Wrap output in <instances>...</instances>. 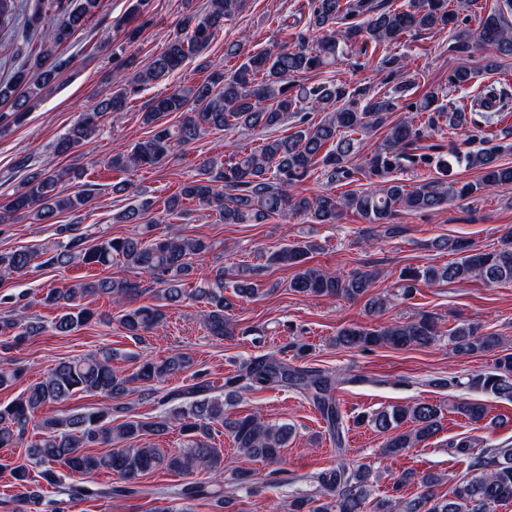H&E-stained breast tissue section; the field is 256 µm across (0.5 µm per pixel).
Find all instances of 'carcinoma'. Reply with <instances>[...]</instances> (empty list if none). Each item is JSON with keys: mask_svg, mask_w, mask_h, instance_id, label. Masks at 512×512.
Wrapping results in <instances>:
<instances>
[{"mask_svg": "<svg viewBox=\"0 0 512 512\" xmlns=\"http://www.w3.org/2000/svg\"><path fill=\"white\" fill-rule=\"evenodd\" d=\"M62 3L55 0V8L64 11L62 21L38 32L40 52L0 84V100L11 101L10 108L0 113L1 124L21 121L52 85L62 67L54 52L83 28L98 7V0H78L70 10L62 9ZM243 5L244 0H207L203 8L184 17L180 30L141 67L124 57V45L112 48L115 67L111 96L102 99L95 111L79 116L54 144L53 155L70 156L72 150L95 135L103 117L123 111L130 96L200 55ZM22 9L23 0H0V30L14 27ZM506 9L512 10V0H502L501 7L481 20L477 33L465 29L456 32L452 49L469 53L484 44L495 46L504 56L512 55V30L504 23ZM456 24L458 15L448 12V0H403L399 5L396 0H309L308 26L326 31L316 44H309L301 32L275 49L245 53L239 41L224 44V59L242 58L237 68H215L197 86L153 98L142 113V123L150 129V135L137 141L130 151L103 160V164L125 174L162 164L207 132L261 130L269 136L257 146L245 149L230 144L224 161L204 163L199 178L184 183L178 194L167 200L165 213H181L188 200L213 209L226 224H264L276 216L288 215L304 216L312 224H335L344 212L351 211L366 224L385 227L387 234L391 233L392 220L402 211L432 209L456 199L478 197L490 189L511 188L512 166L501 165L498 158L500 153L512 151V143L490 146L483 135L471 134L479 124L465 111L439 103V91H431L408 105L413 115L391 125L389 117L399 110L404 85L397 83L381 93L369 87L351 88L337 80L303 81L302 75L333 66L336 57L351 44H361L365 52L370 45L396 43L409 35L441 32ZM131 66L135 70L129 73ZM307 108L323 113L321 120L311 122L304 113ZM174 114L177 121L171 124L168 117ZM291 117L296 119V131L273 136ZM441 124L470 134V139H478V145L463 153H414L424 131ZM381 129L385 130L384 137L365 159L364 168L366 177L379 179L375 186L340 195L329 189L314 197L296 192L299 183L318 171L330 185L351 181L357 172L353 158L364 150V136ZM404 161L424 170L433 168L437 176L410 188L391 177ZM456 166L475 169L480 176L465 183L451 179L449 172ZM20 167L29 168V172L12 198L0 206L1 223L23 214L45 222L60 215L76 216L90 205V190L65 188V183L81 176L76 168H57L52 163L32 166L26 157L21 159ZM151 206L145 201L117 213L119 223L145 225V231L136 236L99 238L91 243L88 236L77 232L76 221L63 225L61 232L67 238L50 247L1 252L0 277L5 278L27 274L37 259L42 266L63 271L79 264L106 271L116 262L131 276H100L65 288L44 289L41 302L61 309V313L48 327L26 315H0V347L9 350L46 330L60 336L72 334L95 318L83 300L98 296L125 306L119 324L133 341L142 340L165 319L163 307L179 306L187 299L205 306L202 316L210 336L218 340L234 336L235 327L226 314L232 303L224 297V267H213L204 282L191 290L185 288L187 281L196 277L198 261L212 245L199 237L150 236L153 222L147 214ZM434 246L460 251L462 256L441 267L407 271L400 277L402 296L411 294L420 282L478 279L487 286L512 283V231L491 252L469 250L446 239L436 241ZM317 249L311 241L286 243L271 252L267 261L271 266L296 269L289 287L306 296L356 300L373 287L376 271L340 275L307 266ZM233 288L239 298L260 291L248 267L238 270ZM152 290L164 305L131 306ZM442 336L434 317L423 314L377 329L344 327L337 333L336 344L351 350L378 346L429 348ZM448 342L463 356L500 347L498 337L482 334L479 326L468 323L448 329ZM112 357L111 349L101 348L83 357L61 360L42 380L26 387L10 403L0 405V448L26 445L27 463L11 470L17 488L14 512L39 509L43 499L37 489L39 480L59 487L63 471L77 477L106 471L120 480L119 486L105 491L80 483L67 487V495L86 500L103 493L135 494L141 479L160 466L176 474L199 471L213 475L209 482L184 483L179 496L186 501L207 500L212 506L228 509L233 501L224 493V449L215 444L219 426L244 454L272 464L281 459L290 428L269 424L255 414L229 418L224 414V398L215 394L211 381L202 380L183 392L159 398L163 404L177 402L164 416L141 419L129 414L123 399L134 391L145 400L156 397V385L191 366L186 354L146 358L129 376L112 369ZM439 384L512 399V352L497 357L491 372L470 374L465 382L450 377ZM222 388L235 393L269 388L300 390L326 421L336 445L342 446L343 422L334 396L336 379L329 372L292 366L269 353L250 359L225 377ZM78 393L98 394L104 402L98 407L62 410L51 417L38 416L43 408L61 404ZM454 408L474 422L486 416V409L479 403L463 400ZM409 422L412 427L401 430ZM368 424L387 435L381 454L398 457L440 431L441 409L420 400L377 412ZM173 426L179 428L184 440L180 448L165 455L151 437ZM30 435L36 439L27 441ZM450 447L468 459L470 477L440 494L435 492L442 482L438 475L422 476L405 470L392 491L398 493L417 484L420 492L408 498L381 499L376 502V512H492V507L512 502V444L477 450L475 439L465 436L452 441ZM33 468L37 469L35 477L31 475ZM371 477L369 466L351 468L340 461L317 477L321 497L315 501L295 498L289 504L290 512H364L372 495Z\"/></svg>", "mask_w": 512, "mask_h": 512, "instance_id": "cac0c4a2", "label": "carcinoma"}]
</instances>
